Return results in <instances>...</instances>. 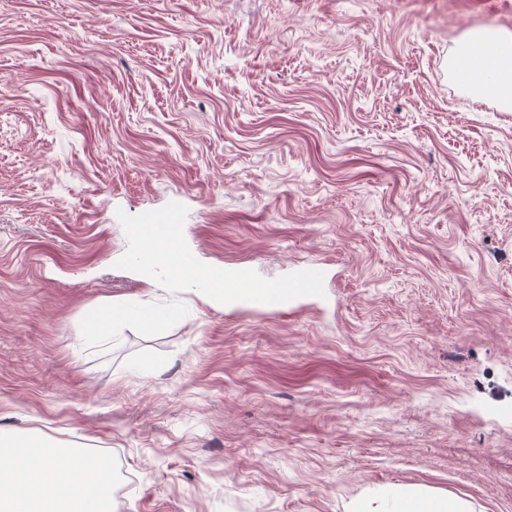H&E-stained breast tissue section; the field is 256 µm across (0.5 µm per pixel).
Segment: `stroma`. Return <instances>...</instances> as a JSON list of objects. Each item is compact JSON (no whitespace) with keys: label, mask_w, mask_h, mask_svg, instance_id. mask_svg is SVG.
I'll use <instances>...</instances> for the list:
<instances>
[{"label":"stroma","mask_w":512,"mask_h":512,"mask_svg":"<svg viewBox=\"0 0 512 512\" xmlns=\"http://www.w3.org/2000/svg\"><path fill=\"white\" fill-rule=\"evenodd\" d=\"M485 30L512 0H0V434L110 460L115 512H512V111L449 67ZM155 215L338 279L229 306L142 271ZM138 317H140V314L130 307L119 310L105 309L92 317L87 325V332L90 336H98L105 333L114 322L132 320ZM349 512H478L461 497L427 486L374 489L355 499Z\"/></svg>","instance_id":"1"}]
</instances>
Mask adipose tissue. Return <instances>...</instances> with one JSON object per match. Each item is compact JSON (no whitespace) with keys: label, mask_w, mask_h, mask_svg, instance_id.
I'll list each match as a JSON object with an SVG mask.
<instances>
[{"label":"adipose tissue","mask_w":512,"mask_h":512,"mask_svg":"<svg viewBox=\"0 0 512 512\" xmlns=\"http://www.w3.org/2000/svg\"><path fill=\"white\" fill-rule=\"evenodd\" d=\"M456 61L471 89L512 105V35L464 42ZM114 471L78 448L50 437L0 436V505L9 512H113ZM349 512H477L456 495L427 486L374 489Z\"/></svg>","instance_id":"1"}]
</instances>
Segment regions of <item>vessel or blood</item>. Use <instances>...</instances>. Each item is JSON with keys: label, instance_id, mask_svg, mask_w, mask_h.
<instances>
[{"label": "vessel or blood", "instance_id": "1", "mask_svg": "<svg viewBox=\"0 0 512 512\" xmlns=\"http://www.w3.org/2000/svg\"><path fill=\"white\" fill-rule=\"evenodd\" d=\"M130 233L141 244L142 256L153 261L156 269L206 288H222L228 304H247L273 311L292 309L302 301L319 297L326 286L327 272L316 264L294 268L280 281L260 279L248 265L225 269L220 275L198 267L180 247L181 230L175 224H161L153 219L146 224L132 225Z\"/></svg>", "mask_w": 512, "mask_h": 512}]
</instances>
